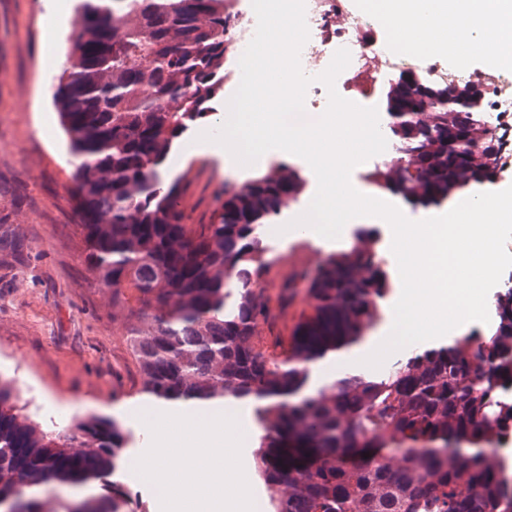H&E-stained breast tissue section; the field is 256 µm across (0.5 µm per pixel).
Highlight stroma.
I'll use <instances>...</instances> for the list:
<instances>
[{
  "label": "stroma",
  "instance_id": "stroma-1",
  "mask_svg": "<svg viewBox=\"0 0 512 512\" xmlns=\"http://www.w3.org/2000/svg\"><path fill=\"white\" fill-rule=\"evenodd\" d=\"M46 13V0H0V220L24 245L19 256L0 258V373L14 379L24 414L48 435L75 418L113 415L131 432L127 453L136 456L149 440L136 422L141 397L122 314L84 262L70 192L74 160L53 99L74 18L51 32ZM208 162L190 197L204 222L224 189V158ZM264 238L275 260L297 244L301 265L328 254L312 238Z\"/></svg>",
  "mask_w": 512,
  "mask_h": 512
}]
</instances>
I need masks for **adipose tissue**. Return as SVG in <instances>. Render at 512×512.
I'll return each mask as SVG.
<instances>
[{
    "instance_id": "ef3b65f1",
    "label": "adipose tissue",
    "mask_w": 512,
    "mask_h": 512,
    "mask_svg": "<svg viewBox=\"0 0 512 512\" xmlns=\"http://www.w3.org/2000/svg\"><path fill=\"white\" fill-rule=\"evenodd\" d=\"M387 14L413 20L428 18L443 36L426 42L427 52L448 53L458 61L486 53L497 44V62L512 66V0H383Z\"/></svg>"
}]
</instances>
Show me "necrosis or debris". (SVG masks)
Instances as JSON below:
<instances>
[{
    "label": "necrosis or debris",
    "instance_id": "1",
    "mask_svg": "<svg viewBox=\"0 0 512 512\" xmlns=\"http://www.w3.org/2000/svg\"><path fill=\"white\" fill-rule=\"evenodd\" d=\"M384 17L374 9L352 13L348 0H306V23L309 39L301 50L304 72L314 76L327 66L329 48H347L351 61L338 76L336 89L346 99L358 96L364 75L381 72L393 77L400 72H417L424 80L434 83L458 82V75L448 73L431 56L409 42L400 53L377 49L370 32L384 24ZM484 108L477 113L478 121L496 125H512V81L497 74L482 78Z\"/></svg>",
    "mask_w": 512,
    "mask_h": 512
}]
</instances>
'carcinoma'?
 I'll return each instance as SVG.
<instances>
[{"label":"carcinoma","instance_id":"1","mask_svg":"<svg viewBox=\"0 0 512 512\" xmlns=\"http://www.w3.org/2000/svg\"><path fill=\"white\" fill-rule=\"evenodd\" d=\"M228 0H81L54 95L74 159L85 262L123 312L138 393L160 404L254 406L255 469L269 512H512V477L484 445L512 434V284L488 332L412 353L377 376L311 389V367L363 341L392 283L363 248L293 274L259 232L303 191L274 161L224 188L207 223L187 201L192 168L167 177L175 141L212 116L231 53ZM479 92L408 71L385 88L401 162L367 174L420 204L459 191L476 158L509 155L507 131L475 125ZM300 311L289 332L281 325ZM0 376V512H137L113 476L131 434L117 418L58 438L26 423ZM369 457H363V454ZM93 491L72 503L61 486Z\"/></svg>","mask_w":512,"mask_h":512}]
</instances>
